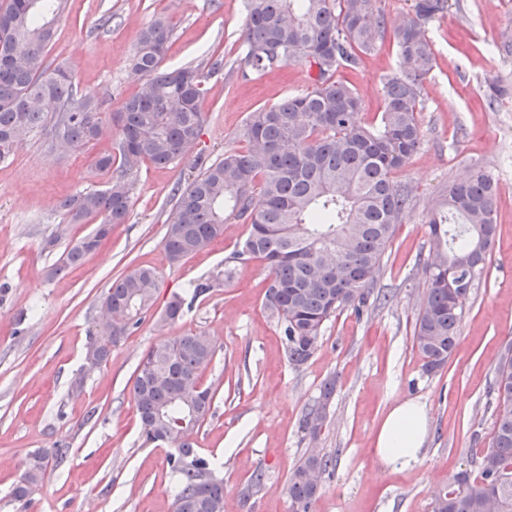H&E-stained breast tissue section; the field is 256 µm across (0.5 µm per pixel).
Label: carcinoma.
Wrapping results in <instances>:
<instances>
[{
    "label": "carcinoma",
    "mask_w": 512,
    "mask_h": 512,
    "mask_svg": "<svg viewBox=\"0 0 512 512\" xmlns=\"http://www.w3.org/2000/svg\"><path fill=\"white\" fill-rule=\"evenodd\" d=\"M242 75L262 76L292 62L309 72V88L271 106L255 109L241 130L243 150L207 165L173 194L163 237L172 263L206 250L224 236L234 219L249 225L224 269L198 280L191 301L174 294L161 321H179L191 302L226 286L232 264L259 260L267 269L264 308L281 327L288 361L306 363L318 350L323 326L350 308L362 313L375 274L398 226L412 209L413 192L395 185L392 173L404 166L423 137V83L436 63L429 25L448 10V0H414L411 14L390 22L375 0H244ZM69 0H0V163L13 157L27 137L39 133L49 146L66 144L84 153L120 130L117 154L95 157L94 168L111 174L102 190H88L59 202L65 224H96L49 271L52 276L82 265L111 232L124 224L131 208L128 171L144 160L166 167L183 159L197 143L203 125L207 84L224 67L212 62L160 70L171 25L154 19L140 32L129 76L138 92L125 99L107 123L96 95L79 93L70 70L50 66L46 50L57 36ZM390 34L398 67L383 78L382 109L372 122L362 116L363 101L352 84L336 77L355 69ZM498 187L475 170L454 181L428 217L434 259L425 268L426 288L418 308L413 346L425 373L442 368L459 339L464 306L487 266L496 236ZM159 289L152 267L132 268L104 293L112 326L89 334L93 366L109 359L145 321ZM187 333L150 347L142 356L131 390L147 440L167 438L174 451L167 463L177 482L174 512H224V479L215 476L188 436L211 410L215 392L197 391L216 344L198 343ZM501 354L491 387L495 414L489 447L475 478L465 474L461 493L451 485L433 512H486L496 495L501 512H512V371ZM336 389L323 382L304 411L300 428L320 432ZM61 453L39 449L23 463L13 489L26 499L49 461ZM336 455L306 452L286 488L288 512H314L320 486L306 479L323 476Z\"/></svg>",
    "instance_id": "carcinoma-1"
}]
</instances>
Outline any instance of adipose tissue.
Returning a JSON list of instances; mask_svg holds the SVG:
<instances>
[{"label": "adipose tissue", "instance_id": "1", "mask_svg": "<svg viewBox=\"0 0 512 512\" xmlns=\"http://www.w3.org/2000/svg\"><path fill=\"white\" fill-rule=\"evenodd\" d=\"M429 430L424 405L414 399L398 401L387 413L375 437V451L384 464L408 463L419 455Z\"/></svg>", "mask_w": 512, "mask_h": 512}]
</instances>
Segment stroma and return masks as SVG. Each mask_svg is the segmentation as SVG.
I'll return each mask as SVG.
<instances>
[{"mask_svg":"<svg viewBox=\"0 0 512 512\" xmlns=\"http://www.w3.org/2000/svg\"><path fill=\"white\" fill-rule=\"evenodd\" d=\"M49 48L50 63L69 67L78 91L94 93L112 114L139 85L130 65L141 30L169 17L173 35L163 68L223 57L224 75L210 81L202 133L187 157L158 168L144 161L131 175L127 223L113 227L79 267L50 276L51 267L88 224L57 235L64 197L105 188L90 155L61 154L30 136L0 163V512H173L175 478L168 447L147 441L131 396L135 369L152 346L188 332L216 343L203 385L215 396L193 439L224 479V512H288L285 485L306 448L337 455L314 512H432L439 492L459 472L476 471L490 442L495 410L490 388L502 347L512 341V93L495 106L490 80L512 89V0H448L430 27L437 64L424 82L423 143L393 181L409 186L414 206L397 229L362 315L345 310L328 321L318 351L301 367L285 353L275 320L263 308L267 271L239 266L227 287L198 299L174 324L157 318L173 293L207 277L247 234L229 222L223 238L179 263L164 247L175 188L186 187L225 153L241 150L246 117L309 85L294 63L256 80L241 76L239 34L244 0H70ZM111 17L102 26V17ZM397 67L390 40L342 71L364 100L381 108L382 79ZM481 170L498 184L496 241L490 262L465 305L461 334L443 369L424 373L413 327L432 258L426 221L449 186ZM136 266L161 279L153 310L137 332L114 347L100 368L84 361L99 300L112 281ZM336 392L317 441L300 430L322 383ZM424 404L429 431L407 464L386 465L373 439L392 405ZM62 449L24 501L11 496L27 455ZM263 471L260 489L251 478Z\"/></svg>","mask_w":512,"mask_h":512,"instance_id":"stroma-1","label":"stroma"}]
</instances>
